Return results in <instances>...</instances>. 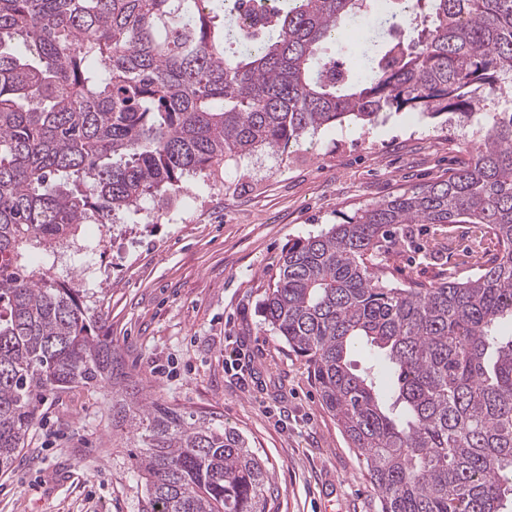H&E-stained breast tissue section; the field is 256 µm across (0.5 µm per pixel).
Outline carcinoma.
<instances>
[{
  "mask_svg": "<svg viewBox=\"0 0 512 512\" xmlns=\"http://www.w3.org/2000/svg\"><path fill=\"white\" fill-rule=\"evenodd\" d=\"M268 0H0V471L44 396L112 382V339L84 288L19 263L91 221L151 213L182 179L385 110L470 119L512 87V0H288L240 44L225 12ZM386 32L346 64L349 23ZM406 224H472L498 255L473 280L397 286L379 258ZM305 358L381 512H512V112L467 164L298 239L261 302ZM381 360L360 371V340ZM392 383L384 390L378 373ZM142 512H270L240 431L158 401L112 404Z\"/></svg>",
  "mask_w": 512,
  "mask_h": 512,
  "instance_id": "obj_1",
  "label": "carcinoma"
}]
</instances>
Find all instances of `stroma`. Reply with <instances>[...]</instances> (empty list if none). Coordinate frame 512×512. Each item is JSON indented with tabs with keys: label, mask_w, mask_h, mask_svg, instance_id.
Returning <instances> with one entry per match:
<instances>
[{
	"label": "stroma",
	"mask_w": 512,
	"mask_h": 512,
	"mask_svg": "<svg viewBox=\"0 0 512 512\" xmlns=\"http://www.w3.org/2000/svg\"><path fill=\"white\" fill-rule=\"evenodd\" d=\"M485 115L387 111L259 150L185 179L152 215L81 225L84 263L61 248L45 263L82 287L124 372L144 396L241 431L266 461L271 512H380L371 484L305 359L271 331L260 303L288 245L357 209L447 179L466 163ZM469 224L408 227L382 260L395 285L477 276ZM116 389L46 395L11 469L0 512H141L138 482L110 407Z\"/></svg>",
	"instance_id": "stroma-1"
}]
</instances>
